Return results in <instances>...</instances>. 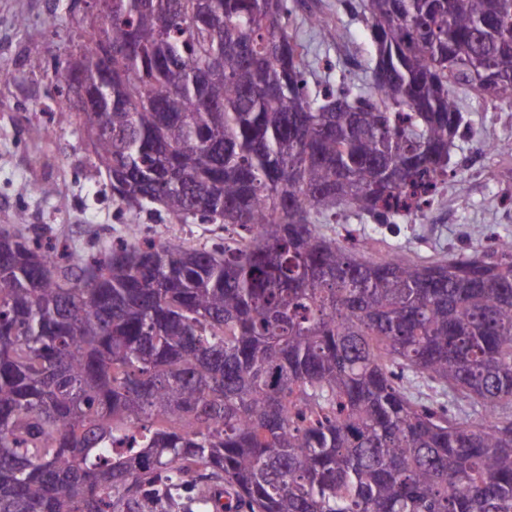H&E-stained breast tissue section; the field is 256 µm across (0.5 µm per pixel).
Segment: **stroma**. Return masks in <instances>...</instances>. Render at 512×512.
<instances>
[{"label":"stroma","instance_id":"35a3bbf8","mask_svg":"<svg viewBox=\"0 0 512 512\" xmlns=\"http://www.w3.org/2000/svg\"><path fill=\"white\" fill-rule=\"evenodd\" d=\"M91 0H0V224L49 226L71 247L100 246L145 224L176 243H203L211 233L202 224H167L145 213L117 216L109 180L84 136L66 119L77 111V97L57 92L54 66L75 38L76 18L90 15ZM314 14L339 19L348 38L340 45L323 43L300 20L299 31L318 73L338 82L341 70L370 81L371 54L364 25L348 0H308ZM40 47L42 67H32L28 51ZM462 110L474 136L458 142L452 153L455 176L439 203L415 223L390 226L357 224V234L373 239V257L394 250L405 257L459 255L482 249L490 232H512V206H492L512 158L479 150L480 141L512 142V106L479 95H462ZM45 137L31 134L32 125ZM49 187V195L32 185Z\"/></svg>","mask_w":512,"mask_h":512}]
</instances>
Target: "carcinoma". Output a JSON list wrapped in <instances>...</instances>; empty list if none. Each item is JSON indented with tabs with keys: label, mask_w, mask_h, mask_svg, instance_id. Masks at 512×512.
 <instances>
[{
	"label": "carcinoma",
	"mask_w": 512,
	"mask_h": 512,
	"mask_svg": "<svg viewBox=\"0 0 512 512\" xmlns=\"http://www.w3.org/2000/svg\"><path fill=\"white\" fill-rule=\"evenodd\" d=\"M300 6L82 19L60 74L112 72L75 113L112 202L225 236L0 225V512H512V235L374 259L318 229L441 196L456 89L512 102V0H357L367 91L315 79ZM105 89L107 92H105ZM77 90L85 98H88L89 93L92 94L101 103L112 107V81L98 78L96 82L87 79L86 73L82 75V81L77 85Z\"/></svg>",
	"instance_id": "1"
}]
</instances>
